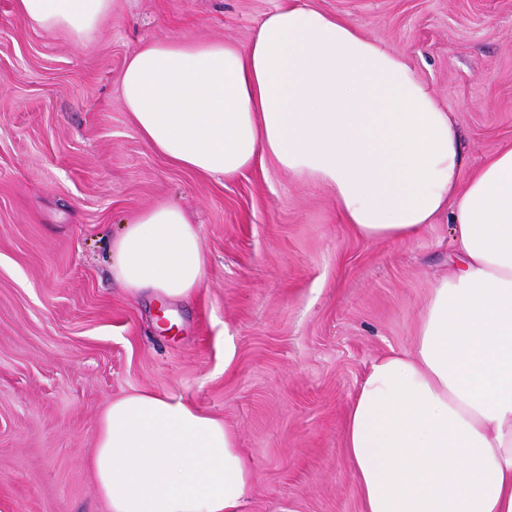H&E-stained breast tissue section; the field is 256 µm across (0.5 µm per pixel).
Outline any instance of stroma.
<instances>
[{
    "instance_id": "35a3bbf8",
    "label": "stroma",
    "mask_w": 512,
    "mask_h": 512,
    "mask_svg": "<svg viewBox=\"0 0 512 512\" xmlns=\"http://www.w3.org/2000/svg\"><path fill=\"white\" fill-rule=\"evenodd\" d=\"M290 3L410 58L455 116L462 179L512 147V0H113L89 37L0 0V512H109L90 462L104 411L135 391L237 432L248 512H363L345 417L375 359L412 351L452 260L447 217L409 241L361 240L328 187L271 159L230 178L176 167L121 102L136 47L244 44ZM159 203L185 212L206 253L200 288L168 306L170 334L106 261Z\"/></svg>"
}]
</instances>
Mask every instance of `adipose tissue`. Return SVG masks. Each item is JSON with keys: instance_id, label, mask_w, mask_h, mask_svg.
Here are the masks:
<instances>
[{"instance_id": "ef3b65f1", "label": "adipose tissue", "mask_w": 512, "mask_h": 512, "mask_svg": "<svg viewBox=\"0 0 512 512\" xmlns=\"http://www.w3.org/2000/svg\"><path fill=\"white\" fill-rule=\"evenodd\" d=\"M33 27L88 36L112 0H16ZM121 101L170 163L234 176L264 158L332 189L369 242L447 215L457 262L434 286L412 353L376 359L346 415L363 512H512V147L462 181L455 119L408 58L307 6L267 14L243 45L134 49ZM108 262L130 295L187 298L198 228L175 205L140 213ZM110 512H244L251 466L235 431L182 399L113 400L91 462Z\"/></svg>"}]
</instances>
